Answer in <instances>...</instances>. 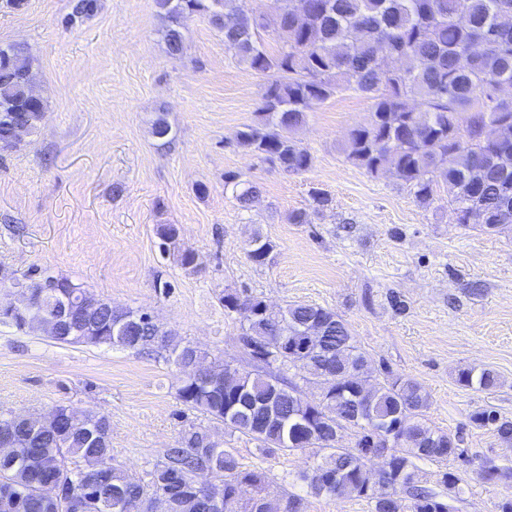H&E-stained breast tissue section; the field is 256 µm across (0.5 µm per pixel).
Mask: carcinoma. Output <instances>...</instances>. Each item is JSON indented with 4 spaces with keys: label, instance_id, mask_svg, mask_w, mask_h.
<instances>
[{
    "label": "carcinoma",
    "instance_id": "obj_1",
    "mask_svg": "<svg viewBox=\"0 0 512 512\" xmlns=\"http://www.w3.org/2000/svg\"><path fill=\"white\" fill-rule=\"evenodd\" d=\"M247 0H156L166 19L162 39L172 56L182 54L181 18L206 17L224 39L225 49L251 70L269 78L258 108L259 121L239 131L243 150L292 174L308 171L313 157L295 137L309 113L336 94L352 89L372 101L366 122L348 135L347 159L372 175L389 173L418 204L428 207L436 188L448 187V205L460 224L488 234L512 228V0H271L277 13L280 46L272 53L258 38L256 11ZM99 0H70L67 22L93 16ZM32 61L24 47L0 44V145H20L35 134L45 103L32 95L28 80ZM239 206L248 209L260 186L224 175ZM271 242L256 233L248 257L262 264ZM41 298L20 286L9 323L23 334L45 335L40 315L54 313L56 303L84 288L62 275ZM220 302L238 316V342L247 367L224 376L226 364L208 361V353L166 330L144 311L112 305L91 296L77 306L68 332L51 340L62 345L109 346L137 354H164L182 366L178 399L188 409L220 422L227 433L250 437L262 453L273 449L309 452L310 468L293 482L301 495L281 488L282 512H306L307 497L360 498L372 512H452L450 500L462 493L456 470L441 474L444 490L428 485L421 461L445 465L468 461L462 436L432 427L426 419L429 396L415 379L366 376L353 385L350 369L366 365L348 323L335 311L312 304L272 310L266 301L226 291ZM318 328L303 353L284 356L273 367L263 347L278 336L300 340ZM210 366L205 377L193 374ZM456 382L491 391L499 376L492 369L464 368ZM313 386L309 399L303 388ZM60 422L41 429L23 414L0 411V437L13 453L0 455V512H68L42 493L45 482H62L64 495L90 490L91 512H154L155 496L167 495L170 512H248L246 506L218 509L207 494L214 480L224 482V502L239 487L257 495L270 486L261 468L243 466L235 454L211 445V427L190 423L174 444L164 448L146 478L130 475L113 462L112 444L90 437L89 428L110 425L95 408L74 410L58 405ZM341 433H355L354 444L332 445L320 421ZM478 428H488L504 445L512 444V420L485 408L470 414ZM377 428L391 436L385 461L366 453L365 432ZM384 466L390 487L378 499L368 486L373 465ZM483 479L512 483V468L487 459Z\"/></svg>",
    "mask_w": 512,
    "mask_h": 512
}]
</instances>
